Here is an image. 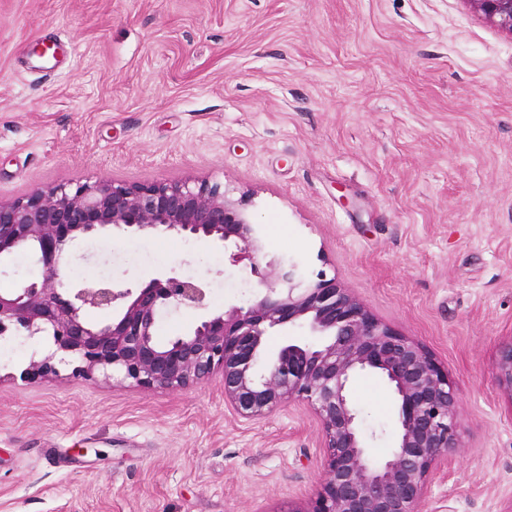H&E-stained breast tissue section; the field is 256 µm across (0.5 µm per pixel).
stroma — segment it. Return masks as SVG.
Returning a JSON list of instances; mask_svg holds the SVG:
<instances>
[{
	"instance_id": "1",
	"label": "stroma",
	"mask_w": 512,
	"mask_h": 512,
	"mask_svg": "<svg viewBox=\"0 0 512 512\" xmlns=\"http://www.w3.org/2000/svg\"><path fill=\"white\" fill-rule=\"evenodd\" d=\"M102 178L251 193L272 255L336 278L447 369L464 446L421 512H512L493 375L512 337L511 34L465 0H0V197ZM171 269L211 307L250 297L244 265L177 235L78 239L64 276ZM50 348L0 338V512H306L323 460L306 403L252 421L217 376L22 380ZM350 395L388 456L389 388L363 374Z\"/></svg>"
}]
</instances>
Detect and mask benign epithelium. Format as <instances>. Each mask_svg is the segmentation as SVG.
<instances>
[{
    "instance_id": "benign-epithelium-1",
    "label": "benign epithelium",
    "mask_w": 512,
    "mask_h": 512,
    "mask_svg": "<svg viewBox=\"0 0 512 512\" xmlns=\"http://www.w3.org/2000/svg\"><path fill=\"white\" fill-rule=\"evenodd\" d=\"M487 23L512 34V0H465ZM249 199L224 186L194 182L100 180L41 188L0 200V264L34 254L36 281L0 290V337L46 336L51 349L21 372L27 381L60 376L94 380L109 370L143 389H184L218 375L224 403L256 420L294 400L312 409L324 448L322 483L306 512H419L441 465L462 448L457 392L448 372L418 341L382 321L336 278L312 277L271 255ZM108 231L133 236L175 233L208 242L249 262L254 291L245 306L213 309L204 284L173 270L138 288L102 280L63 283L66 246ZM110 317L94 321L87 310ZM167 310L199 319L165 343L156 339ZM300 328L318 341H291L266 353V338ZM367 372L388 384L395 446L383 459L366 450L351 381ZM495 381L512 399V338L502 342Z\"/></svg>"
}]
</instances>
